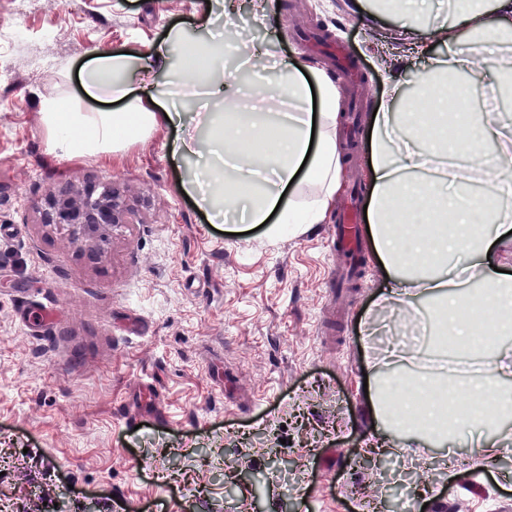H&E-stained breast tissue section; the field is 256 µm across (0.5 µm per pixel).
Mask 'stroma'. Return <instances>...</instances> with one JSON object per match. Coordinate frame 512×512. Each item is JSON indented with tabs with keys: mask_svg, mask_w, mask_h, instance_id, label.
<instances>
[{
	"mask_svg": "<svg viewBox=\"0 0 512 512\" xmlns=\"http://www.w3.org/2000/svg\"><path fill=\"white\" fill-rule=\"evenodd\" d=\"M0 0V512H512V443L494 463L453 451H366L392 439L364 376L396 336L426 351L425 306L380 302L384 274L360 231L364 275L320 332L339 261L326 223L300 234L228 231L181 191L169 125L106 162L46 151L39 102L78 94L89 51L231 39L228 71L263 52L317 63L342 88L359 143L344 191L363 178L369 119L384 102L370 28L351 0H280L266 17L240 0ZM114 181L142 220L89 262L37 205L66 182Z\"/></svg>",
	"mask_w": 512,
	"mask_h": 512,
	"instance_id": "35a3bbf8",
	"label": "stroma"
}]
</instances>
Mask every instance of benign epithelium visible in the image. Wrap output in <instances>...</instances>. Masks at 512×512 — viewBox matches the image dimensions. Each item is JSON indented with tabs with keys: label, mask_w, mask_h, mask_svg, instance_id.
<instances>
[{
	"label": "benign epithelium",
	"mask_w": 512,
	"mask_h": 512,
	"mask_svg": "<svg viewBox=\"0 0 512 512\" xmlns=\"http://www.w3.org/2000/svg\"><path fill=\"white\" fill-rule=\"evenodd\" d=\"M41 224L63 225L71 242L98 263L107 252L116 231L137 221L135 197L112 184L66 183L51 191L38 206Z\"/></svg>",
	"instance_id": "benign-epithelium-1"
}]
</instances>
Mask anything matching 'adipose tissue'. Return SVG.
<instances>
[{
  "instance_id": "1",
  "label": "adipose tissue",
  "mask_w": 512,
  "mask_h": 512,
  "mask_svg": "<svg viewBox=\"0 0 512 512\" xmlns=\"http://www.w3.org/2000/svg\"><path fill=\"white\" fill-rule=\"evenodd\" d=\"M440 41L454 46L451 60L434 59L426 71L414 69L416 57L428 53L424 39L410 38L404 54V74L386 78V103L372 121L368 140L371 164L365 174L369 186L368 234L389 286L385 299L410 303L425 294L445 305L448 312L441 335L469 349L460 359L469 388L484 387L497 420L512 419V397L503 390L512 379V351L501 338L512 325V276L505 274L499 239L512 233V171L502 165L512 159V129L496 113L472 118L463 106L467 91L463 76L493 70L492 86L498 98L512 97V57L501 47L512 40V0H454L449 23L437 26ZM203 64L178 72L184 84L220 95L223 111L199 115V125L209 131L210 156L201 177L185 183V193H201L202 201L219 214H233L243 224H266L271 231H302L304 225L323 223L336 203L342 186L343 163L338 149L340 89L324 68L281 62L276 74L254 72L249 92L259 106L244 111L241 85L233 75L216 81L224 64V43L208 41L198 52ZM168 54L147 57L138 47L124 52L91 51L82 66V93L47 95L40 100V115L47 132L49 153L108 158L124 151L164 124L170 110L160 92L136 86V72L165 68ZM415 82L418 99L405 98L404 82ZM111 98L121 110L88 108L87 100ZM434 113L439 126L426 123ZM455 135H448V126ZM263 150H256V143ZM492 151H484L485 143ZM452 154L458 161L453 172L456 194H449L430 176L423 158ZM475 195H465L468 185ZM312 186L302 195V186ZM438 214L441 227L430 237L421 222ZM475 270L480 286L468 288L459 271ZM487 302L501 317L502 326L476 341L465 321L466 304ZM401 359L390 372L373 373L369 393L376 397L375 414L387 419L399 434V447L420 442L445 446L452 431L444 425L437 405L428 406L412 425L388 412L385 394L410 385L433 390L436 380Z\"/></svg>"
}]
</instances>
